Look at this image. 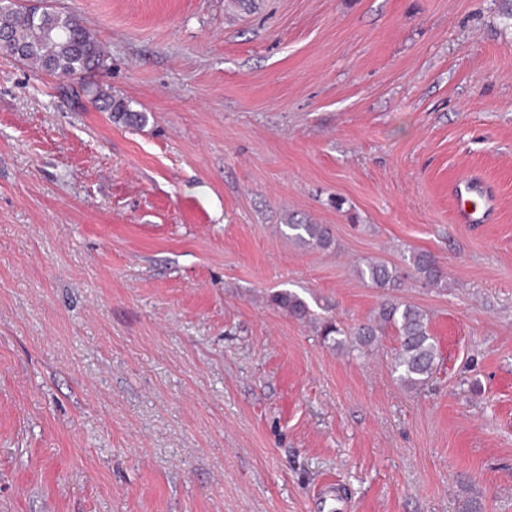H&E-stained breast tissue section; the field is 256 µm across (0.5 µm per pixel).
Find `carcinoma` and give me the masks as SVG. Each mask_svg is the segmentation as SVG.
<instances>
[{
  "label": "carcinoma",
  "mask_w": 512,
  "mask_h": 512,
  "mask_svg": "<svg viewBox=\"0 0 512 512\" xmlns=\"http://www.w3.org/2000/svg\"><path fill=\"white\" fill-rule=\"evenodd\" d=\"M9 45L23 47L19 60L36 68L72 78H81L93 69L104 66L105 54L100 43L91 36L82 23L71 14H63L50 6L36 12L20 0H0V36ZM96 106L112 113V118L128 124H144L147 117L130 109L127 101L98 87L93 95ZM288 238L308 247L325 249L332 243L329 228L324 224L289 223ZM412 276L428 286H439L445 273L434 256L414 252L410 256ZM358 274L378 288H398L401 275L379 261H371ZM272 302L291 316L304 319L310 316L306 303L290 291L272 295ZM396 333L398 347L394 353V369L400 381L415 389L423 385L433 373L436 346L429 329L427 314L409 304L388 300L380 305L374 318L354 333L361 346L375 343L386 330ZM324 340L334 347H343L349 333L340 325L324 321L320 325Z\"/></svg>",
  "instance_id": "carcinoma-1"
}]
</instances>
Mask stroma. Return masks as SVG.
<instances>
[{"instance_id":"obj_1","label":"stroma","mask_w":512,"mask_h":512,"mask_svg":"<svg viewBox=\"0 0 512 512\" xmlns=\"http://www.w3.org/2000/svg\"><path fill=\"white\" fill-rule=\"evenodd\" d=\"M51 4L106 62L70 79L0 50V512H512L501 0ZM468 178L497 195L486 223L455 219ZM413 250L443 285L407 276ZM371 259L401 287L361 279ZM389 295L429 318L424 387L394 331L316 332ZM94 103L104 112H111L114 120L128 124H145L147 117L144 113L134 112L130 109L127 101L115 98L112 93L98 87L93 95ZM288 237L308 247L325 249L332 243L329 228L324 224H300L289 223ZM272 302L295 318L305 319L311 315L306 303L290 291H281L273 294Z\"/></svg>"}]
</instances>
